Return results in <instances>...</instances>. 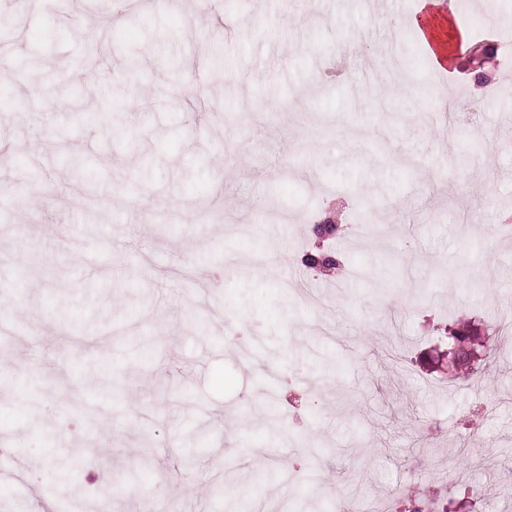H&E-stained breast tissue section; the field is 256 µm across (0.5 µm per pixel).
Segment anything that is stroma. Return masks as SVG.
I'll return each mask as SVG.
<instances>
[{
  "label": "stroma",
  "instance_id": "stroma-1",
  "mask_svg": "<svg viewBox=\"0 0 512 512\" xmlns=\"http://www.w3.org/2000/svg\"><path fill=\"white\" fill-rule=\"evenodd\" d=\"M467 8L453 75L382 0L0 8V344L24 362L0 365V438L25 465L0 512H55L63 456L84 512H225L232 482L286 512L317 482L343 512L504 507L512 71L471 90L505 8ZM377 76L403 92L361 95ZM106 101L124 134L85 121ZM448 112L472 138L443 135ZM73 155L98 178L66 191ZM327 217L340 282L302 262ZM237 317L243 348L218 326ZM450 327L498 348L483 380L454 383Z\"/></svg>",
  "mask_w": 512,
  "mask_h": 512
}]
</instances>
